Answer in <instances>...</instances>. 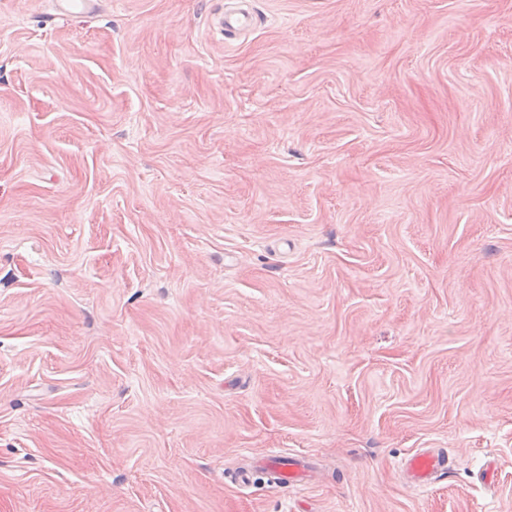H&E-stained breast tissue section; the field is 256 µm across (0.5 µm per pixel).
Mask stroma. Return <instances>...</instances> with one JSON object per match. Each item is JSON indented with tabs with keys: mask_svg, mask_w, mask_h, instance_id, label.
<instances>
[{
	"mask_svg": "<svg viewBox=\"0 0 512 512\" xmlns=\"http://www.w3.org/2000/svg\"><path fill=\"white\" fill-rule=\"evenodd\" d=\"M54 8L0 0V512H512V0ZM256 18L247 11L225 13L222 21L225 38H232L237 32L248 30L255 26ZM447 468L448 458L441 452L416 453L404 463V469L415 487L426 486ZM257 467L265 469L276 484L281 487H294L306 483L312 476V463L298 456L282 457L269 454L256 461Z\"/></svg>",
	"mask_w": 512,
	"mask_h": 512,
	"instance_id": "obj_1",
	"label": "stroma"
}]
</instances>
